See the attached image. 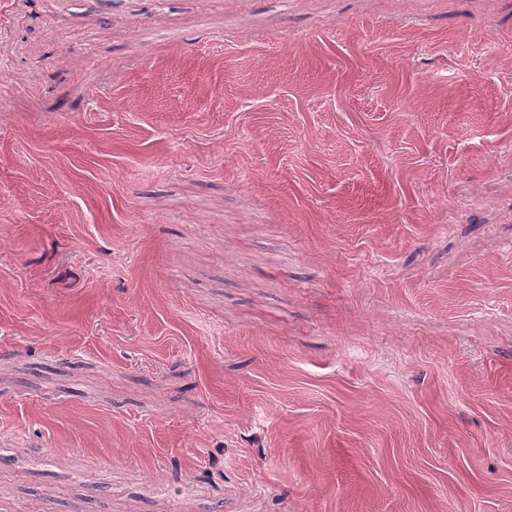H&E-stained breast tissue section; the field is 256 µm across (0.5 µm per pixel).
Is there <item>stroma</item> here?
<instances>
[{
  "label": "stroma",
  "instance_id": "1",
  "mask_svg": "<svg viewBox=\"0 0 512 512\" xmlns=\"http://www.w3.org/2000/svg\"><path fill=\"white\" fill-rule=\"evenodd\" d=\"M0 512H512V0H0Z\"/></svg>",
  "mask_w": 512,
  "mask_h": 512
}]
</instances>
